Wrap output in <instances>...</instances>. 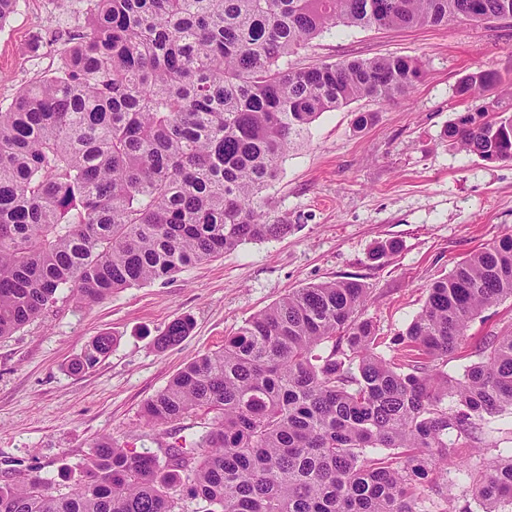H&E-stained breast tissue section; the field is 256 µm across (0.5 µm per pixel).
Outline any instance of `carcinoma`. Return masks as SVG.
I'll return each mask as SVG.
<instances>
[{"mask_svg": "<svg viewBox=\"0 0 512 512\" xmlns=\"http://www.w3.org/2000/svg\"><path fill=\"white\" fill-rule=\"evenodd\" d=\"M52 75L0 106V338L65 299L100 303L166 283L243 243L276 239L263 193L323 113L406 96L409 56L292 69L338 26L408 29L512 19V0H87ZM492 70L459 94L497 89ZM448 146L512 160V88L455 113ZM421 311L377 351L357 277L289 293L185 365L143 407L171 426L166 455L108 437L66 495L39 474L0 486V512H447L448 465L482 512H512V454L472 463L487 416L512 411V328L483 338L462 375L439 370L472 321L512 298V234L425 288ZM193 326L156 337L163 351ZM112 336L68 365L94 367ZM199 419L186 437L176 424ZM441 468L437 497L423 481Z\"/></svg>", "mask_w": 512, "mask_h": 512, "instance_id": "obj_1", "label": "carcinoma"}]
</instances>
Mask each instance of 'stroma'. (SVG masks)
I'll list each match as a JSON object with an SVG mask.
<instances>
[{"mask_svg": "<svg viewBox=\"0 0 512 512\" xmlns=\"http://www.w3.org/2000/svg\"><path fill=\"white\" fill-rule=\"evenodd\" d=\"M87 0H17L0 27V105L59 64L53 30L84 23ZM412 56L423 77L407 96L362 99L323 113L291 150L266 191L284 237L252 241L187 268L173 281L127 288L102 303L73 301L0 339V485L39 471L68 491L95 439L108 435L135 452H157L142 417L145 402L196 357L222 348L245 319L311 284L358 277L371 294L364 310L383 341L405 331L423 289L456 263L512 233V162L489 163L449 148L441 132L470 107L458 82L482 68L512 84V20L441 27L339 26L290 56L294 68L344 59ZM372 121L355 129L358 113ZM389 239L401 248L375 261ZM191 316L179 344L157 350L167 325ZM512 325V298L484 310L449 375L471 364L476 341ZM113 338L93 368L68 365L95 336Z\"/></svg>", "mask_w": 512, "mask_h": 512, "instance_id": "35a3bbf8", "label": "stroma"}]
</instances>
